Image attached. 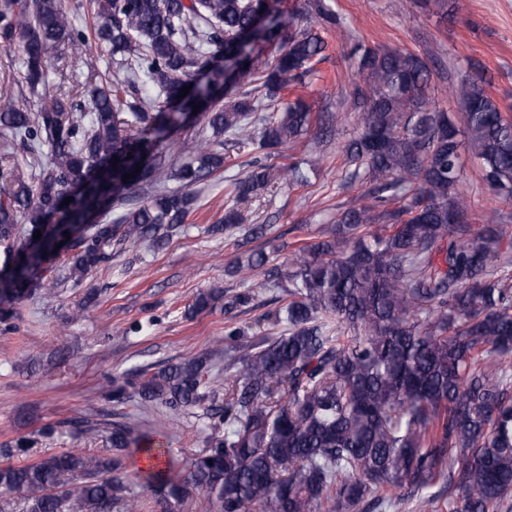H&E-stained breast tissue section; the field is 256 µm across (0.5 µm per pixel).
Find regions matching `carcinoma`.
Returning <instances> with one entry per match:
<instances>
[{
    "label": "carcinoma",
    "mask_w": 512,
    "mask_h": 512,
    "mask_svg": "<svg viewBox=\"0 0 512 512\" xmlns=\"http://www.w3.org/2000/svg\"><path fill=\"white\" fill-rule=\"evenodd\" d=\"M306 7L319 27L290 32L277 0H95V39L136 81L51 96L35 112L0 105V134L38 160L32 188L17 162L0 161V181L18 183L0 193V303L54 286L46 263L58 252L78 284L124 244L184 230L189 188L224 169L226 133L254 157L231 184L222 223L207 231L243 223L235 203L278 176L307 185L300 165L277 167L272 157L319 139L346 113L314 110L308 88L337 18L320 0ZM87 43L65 0L0 4V47L21 52L33 91L50 49ZM263 47L273 50L264 61ZM349 58L360 77L350 94L358 132L342 147L351 171L340 189L361 181L366 189L337 212L332 239L291 252L288 302L263 316L286 323L284 333L247 339L250 327L232 312L250 304L251 288L194 294L188 316L224 308L225 352L236 353L224 385L209 378L205 354L137 369L112 385V419L66 421L74 434L102 433L111 454L0 465V494L20 495L26 512H169L200 493L211 512H377L392 489L413 497L446 478L453 512L507 505L512 282L501 272L512 263V239L499 210L474 213L459 185L475 161L489 190L512 203V117L475 61L448 84L462 106L460 128L432 103V71L417 54L357 42ZM242 77L253 89L223 102ZM261 110L269 114L252 122ZM194 113L212 137L201 136L175 167L173 135ZM126 173L134 177L124 182ZM168 178L180 187H167ZM144 182L150 191L134 194ZM106 205L117 216L88 223ZM137 398L200 409L209 420L214 434L186 477L160 467L164 444L117 411ZM136 454L147 467L135 473L134 492L124 459Z\"/></svg>",
    "instance_id": "cac0c4a2"
}]
</instances>
